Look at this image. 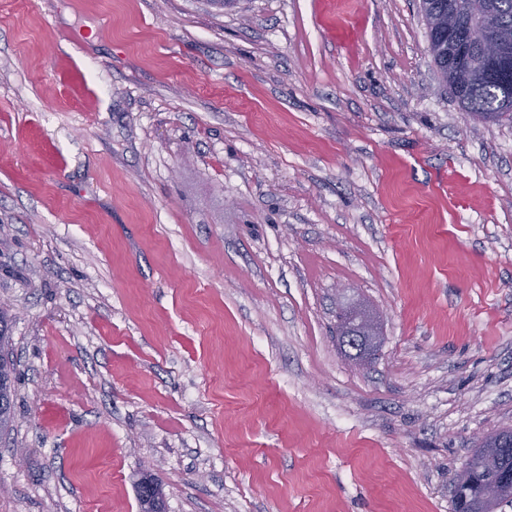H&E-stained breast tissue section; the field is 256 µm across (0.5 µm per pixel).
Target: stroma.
I'll return each instance as SVG.
<instances>
[{
	"mask_svg": "<svg viewBox=\"0 0 512 512\" xmlns=\"http://www.w3.org/2000/svg\"><path fill=\"white\" fill-rule=\"evenodd\" d=\"M0 308V512H453L512 429V124L419 0H0ZM430 52L451 94L475 118L512 123V50L505 61L502 55L463 51L458 44L432 35ZM462 71L467 73L465 78L460 76ZM0 334L5 336L3 345L0 347V360L3 362L5 367V379L7 380L6 385V397L5 403L1 410L6 414L7 420H9V425L6 428H9L10 425L14 422L15 414H14V384H13V375H14V363L11 357L9 356V349L6 348L9 346V342L11 336H9V323L7 319V314L3 309H0ZM349 317V325L342 336H338L341 342V347L344 351H350L353 356L351 359L356 364L366 362L372 352L377 348L379 342V323L377 319L366 313L363 314L361 309L343 308ZM359 346L365 349L364 352L359 353Z\"/></svg>",
	"mask_w": 512,
	"mask_h": 512,
	"instance_id": "1",
	"label": "stroma"
}]
</instances>
